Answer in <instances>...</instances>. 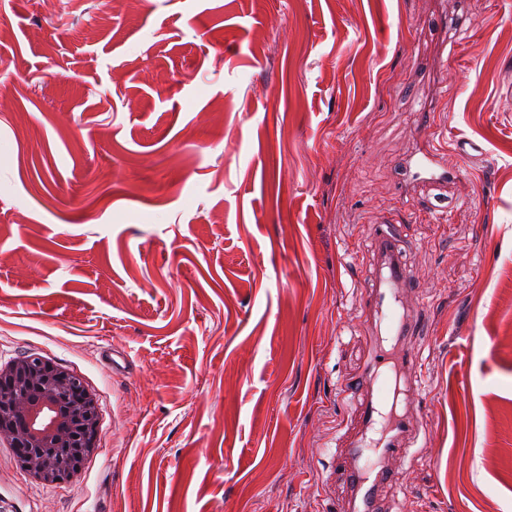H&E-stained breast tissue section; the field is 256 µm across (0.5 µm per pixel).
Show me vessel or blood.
<instances>
[{
  "label": "vessel or blood",
  "instance_id": "1",
  "mask_svg": "<svg viewBox=\"0 0 512 512\" xmlns=\"http://www.w3.org/2000/svg\"><path fill=\"white\" fill-rule=\"evenodd\" d=\"M482 145L460 139L453 149L432 144L420 156L407 160L402 175L422 185L445 186L459 176L449 156L481 157ZM370 284L363 288L361 307L375 337L363 369L345 379L355 394L354 419L346 430L340 456L347 495L340 512H383L382 492L397 484L394 459L406 456L419 434L410 410H396L399 395L420 392L414 374L418 357L409 341L416 315L407 303L415 273L404 258L397 226L390 217L378 219L371 239ZM391 347H384V340Z\"/></svg>",
  "mask_w": 512,
  "mask_h": 512
}]
</instances>
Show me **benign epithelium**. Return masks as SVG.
Segmentation results:
<instances>
[{"mask_svg": "<svg viewBox=\"0 0 512 512\" xmlns=\"http://www.w3.org/2000/svg\"><path fill=\"white\" fill-rule=\"evenodd\" d=\"M99 432L98 401L78 376L34 355L0 366V439L11 442L34 478L73 479Z\"/></svg>", "mask_w": 512, "mask_h": 512, "instance_id": "benign-epithelium-1", "label": "benign epithelium"}]
</instances>
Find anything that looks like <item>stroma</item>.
Segmentation results:
<instances>
[{"mask_svg": "<svg viewBox=\"0 0 512 512\" xmlns=\"http://www.w3.org/2000/svg\"><path fill=\"white\" fill-rule=\"evenodd\" d=\"M511 86L512 0H0V365L101 420L60 484L1 440L0 512H336L388 213L430 452L384 512H512ZM428 122L486 154L409 190Z\"/></svg>", "mask_w": 512, "mask_h": 512, "instance_id": "35a3bbf8", "label": "stroma"}]
</instances>
